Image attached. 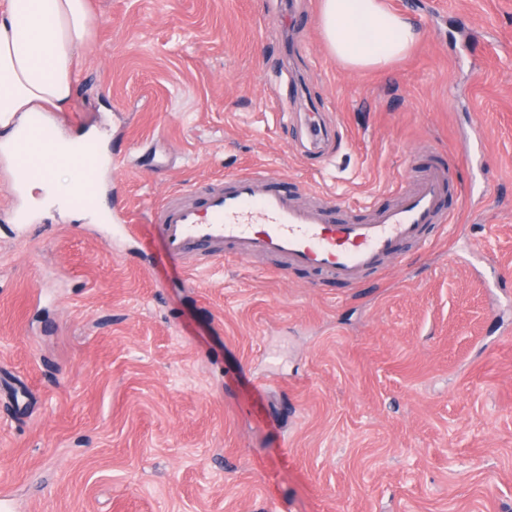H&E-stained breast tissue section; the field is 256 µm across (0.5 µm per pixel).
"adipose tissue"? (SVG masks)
Here are the masks:
<instances>
[{"mask_svg": "<svg viewBox=\"0 0 512 512\" xmlns=\"http://www.w3.org/2000/svg\"><path fill=\"white\" fill-rule=\"evenodd\" d=\"M320 24L331 55L357 69H384L422 37L387 0H321ZM90 30L89 0H0L1 150L27 113L69 111Z\"/></svg>", "mask_w": 512, "mask_h": 512, "instance_id": "obj_1", "label": "adipose tissue"}]
</instances>
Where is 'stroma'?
I'll use <instances>...</instances> for the list:
<instances>
[{"label":"stroma","instance_id":"obj_1","mask_svg":"<svg viewBox=\"0 0 512 512\" xmlns=\"http://www.w3.org/2000/svg\"><path fill=\"white\" fill-rule=\"evenodd\" d=\"M383 71L319 0H91L71 133L136 236L0 167V487L13 512H512V0H390ZM332 132L302 159L300 113ZM475 142L472 162L459 148ZM263 165L336 218L436 166L453 222L346 287L272 257H169L155 208ZM320 24L331 55L357 69H384L422 37L409 17L386 0H322Z\"/></svg>","mask_w":512,"mask_h":512}]
</instances>
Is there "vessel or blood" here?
<instances>
[{
  "label": "vessel or blood",
  "instance_id": "obj_1",
  "mask_svg": "<svg viewBox=\"0 0 512 512\" xmlns=\"http://www.w3.org/2000/svg\"><path fill=\"white\" fill-rule=\"evenodd\" d=\"M330 133L318 113H308L303 125L306 154L322 155ZM43 115L30 114L11 150L0 155L11 178L46 176L62 158ZM76 186L70 204L92 209L98 204L99 160L92 147L74 157ZM454 184L439 168L427 169L394 202L372 210L368 219L338 222L329 211L335 201L323 195L312 207L296 205L282 180L264 170L246 169L225 175L203 191L178 193L155 210L153 221L171 256L193 248L223 253L232 245L236 256L274 255L289 266L310 269L334 281L353 285L377 269L401 244L420 243L428 228L451 221L444 202Z\"/></svg>",
  "mask_w": 512,
  "mask_h": 512
}]
</instances>
